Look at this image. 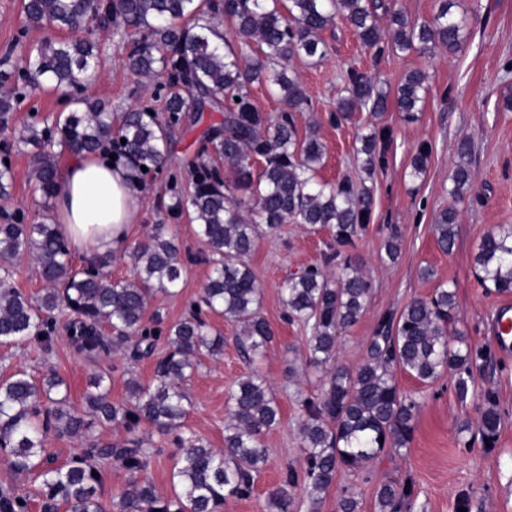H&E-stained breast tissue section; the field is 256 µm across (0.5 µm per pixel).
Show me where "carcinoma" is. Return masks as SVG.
<instances>
[{
    "label": "carcinoma",
    "instance_id": "1",
    "mask_svg": "<svg viewBox=\"0 0 512 512\" xmlns=\"http://www.w3.org/2000/svg\"><path fill=\"white\" fill-rule=\"evenodd\" d=\"M437 4L432 18L419 22L387 0H23L21 33L46 27L54 34L32 44L15 72L0 75L5 81L17 78L22 87L0 96V129L9 131L14 109L45 88L59 89L73 101V109L59 113L50 126L32 122L12 130L13 143L38 148L32 178L44 205L61 188L59 158L65 152L91 155L110 144L138 187L149 174L169 170L168 131L183 123L185 113L208 107L224 113V120L211 128L210 147L202 150L216 158L192 161L191 189L172 195L168 206L171 214L184 215L195 225L211 272L201 303L165 329L159 327V313L146 319L151 300L159 293L174 294L193 262L190 256L182 258L169 225L155 224L144 239L129 245L124 256L132 274L114 280L106 271L112 261L108 254L84 267L74 265L57 224H27L21 217L0 224L1 345L26 342L48 358L63 329L74 351L91 360L110 353L140 360L154 355L159 344L166 347L153 381L144 385L127 379L126 397L119 402L112 401L107 373L94 374V391L81 408L70 402L67 384L51 369L38 379L20 368L1 374L0 461L16 474L37 473L41 483L31 495L1 488L0 512H29L33 499L39 512H224L228 500L252 494L255 477L268 461L264 436L279 424L281 403L271 383L254 372L228 394L224 448H213L186 427V382L198 371L200 356L224 349V336L212 331L200 305L238 327L236 344L245 359H261L275 333L261 314L262 289L246 263L260 232L274 233L294 219L315 231L327 230L336 245L346 247L369 220L371 206V190L365 185L317 180L323 145L314 134L299 138L293 120V113L312 103L298 77L282 63L293 57L320 62L328 51L321 33L339 16L377 57L455 49L464 41L466 16L453 11L456 0ZM225 21L234 24L243 49H224L219 26ZM106 23L131 31L125 63L132 73L166 76L164 118L151 103L114 117L105 102L87 94L96 81L99 54L90 35ZM78 31L87 37L58 36ZM265 76L273 94L288 103V111L269 116L252 101L249 85ZM427 80L424 71L411 70L392 93L351 69L345 77L347 95L336 103V122L349 121L364 109L382 114L391 93L397 111L414 121L425 103ZM389 140L385 131L361 136L357 154L368 175L383 164ZM253 157L264 162L255 180ZM428 159V149L419 148L410 175L424 176ZM222 161L233 170L231 182L221 176ZM451 181L453 205L432 225L438 247L446 252L457 234V205L477 196L476 178L466 163L456 166ZM234 186L251 190L254 217L242 213ZM23 256L35 262L46 285L38 297L14 285L15 261ZM474 269L487 291L512 294L511 224L482 236ZM370 295V280L351 262L336 278L322 266H310L284 283V315L307 328L306 365L323 374V387L320 394L301 400L302 466L283 474L268 494L266 512H296L299 490L312 512H320L340 471L359 475L384 452L409 447L422 402L400 388L397 373L426 387L448 377L464 401L473 368L488 363L483 349L453 329L455 292L444 283L398 314H381L360 365L339 363L340 333L358 322ZM66 310L73 317L62 324L58 315ZM98 422L122 427L126 437L100 442L92 433ZM501 423L499 401L487 392L475 424L482 444L494 443ZM145 426L173 437L181 451L166 496L146 475L152 444L142 434ZM50 433L80 437L87 444L57 465L46 447ZM105 461L129 475L110 511L101 498V477L92 475ZM413 494L410 481L383 482L376 490V512H402ZM337 512H359L355 486L343 490Z\"/></svg>",
    "mask_w": 512,
    "mask_h": 512
}]
</instances>
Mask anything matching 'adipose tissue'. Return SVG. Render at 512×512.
Returning a JSON list of instances; mask_svg holds the SVG:
<instances>
[{
  "instance_id": "adipose-tissue-1",
  "label": "adipose tissue",
  "mask_w": 512,
  "mask_h": 512,
  "mask_svg": "<svg viewBox=\"0 0 512 512\" xmlns=\"http://www.w3.org/2000/svg\"><path fill=\"white\" fill-rule=\"evenodd\" d=\"M140 210L128 170L105 154L74 158L52 216L73 251L90 258L102 246L121 247Z\"/></svg>"
}]
</instances>
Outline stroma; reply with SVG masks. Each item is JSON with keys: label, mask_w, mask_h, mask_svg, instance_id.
Masks as SVG:
<instances>
[{"label": "stroma", "mask_w": 512, "mask_h": 512, "mask_svg": "<svg viewBox=\"0 0 512 512\" xmlns=\"http://www.w3.org/2000/svg\"><path fill=\"white\" fill-rule=\"evenodd\" d=\"M460 13L469 18L464 42L455 50L374 57L363 47L345 20L324 31L329 47L326 58L311 64L295 58L289 63L299 77L313 106L294 113L299 136L316 134L325 148L320 176L328 182L365 183L372 189L369 221L359 233L351 254L372 283V295L360 320L344 332L338 360L346 366L362 362L377 317L387 311H401L415 298L429 297L439 282H447L456 293V330L472 342L493 341L494 314L498 306L512 303V294H490L478 282L473 256L482 235L500 224H512V109L504 100L512 97V0H458ZM20 0H0V72L13 70L26 42L45 37V30H33L19 40ZM100 48L98 78L91 95L108 102L113 113L140 104L159 103L163 93L160 77H141L124 63V30L108 26L95 32ZM357 69L389 89H396L404 75L421 69L429 75V93L417 121H406L396 109L381 117L360 112L352 120L335 122L332 113L344 88V76ZM60 93L47 89L25 99L14 112L10 125L21 128L38 119L52 120L65 111ZM223 113L204 112L190 116L168 143L176 184L167 176L146 177L138 189L140 211L130 242L142 239L155 224H171L183 251L196 255L189 265L178 295L157 296L151 311L160 312L164 325H171L200 298L210 267L205 262V245L186 219H171L166 211L173 188L190 184L187 161L197 158L207 130L220 124ZM390 129L392 139L387 162L366 175L356 158L357 137L368 128ZM469 139L473 152L467 163L474 171L480 196L459 207L456 243L450 252L436 244L431 226L438 213L448 207L451 175L459 163L455 153L461 139ZM430 154L424 177L411 178L410 163L420 146ZM9 165L14 177L13 195L0 200V223L6 216L19 215L38 222L47 211L32 191L31 147L11 151L0 148V166ZM399 236V254L387 261L385 243L391 234ZM332 239L327 231L287 221L273 234L261 236L247 263L263 291L262 314L275 332V340L259 365L246 362L236 345L235 326L217 315L209 320L224 335V353L203 357L199 371L189 381L187 393L192 405L186 424L206 438L212 447L224 445L225 398L229 387L250 374L260 373L280 392L281 422L264 437L269 460L249 497L229 501L224 512H265L266 498L277 485L283 467L301 462L299 421L300 397L319 393L318 373L305 366L303 325L283 317L280 289L295 271L322 263ZM432 267L435 278L420 275ZM116 355L87 360L75 354L66 338H59L51 358H43L32 346L21 343L0 345V372L17 367L42 375L53 367L69 387L74 405H82L92 375L112 368V398L126 396L127 374L117 369ZM495 367L474 371L466 400H459L453 384L441 379L421 387L401 374L399 385L423 394V406L413 440L398 455L382 456L369 464L359 477L339 473L321 512H336L344 486L355 485L360 512H374L375 491L381 482L409 481L414 496L404 512H512V351H496ZM494 392L503 413L500 432L492 447H483L479 436L462 430L464 422H475L486 392Z\"/></svg>", "instance_id": "1"}]
</instances>
